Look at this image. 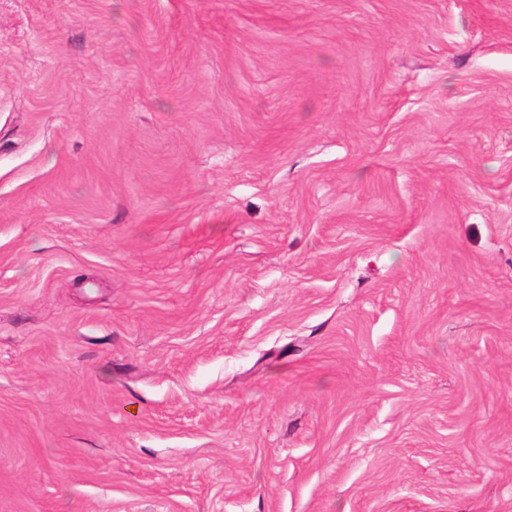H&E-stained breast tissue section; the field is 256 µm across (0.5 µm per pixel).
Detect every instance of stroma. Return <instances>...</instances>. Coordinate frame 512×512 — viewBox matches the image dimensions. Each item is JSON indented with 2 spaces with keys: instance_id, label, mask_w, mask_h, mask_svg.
<instances>
[{
  "instance_id": "stroma-1",
  "label": "stroma",
  "mask_w": 512,
  "mask_h": 512,
  "mask_svg": "<svg viewBox=\"0 0 512 512\" xmlns=\"http://www.w3.org/2000/svg\"><path fill=\"white\" fill-rule=\"evenodd\" d=\"M0 512H512V0H0Z\"/></svg>"
}]
</instances>
